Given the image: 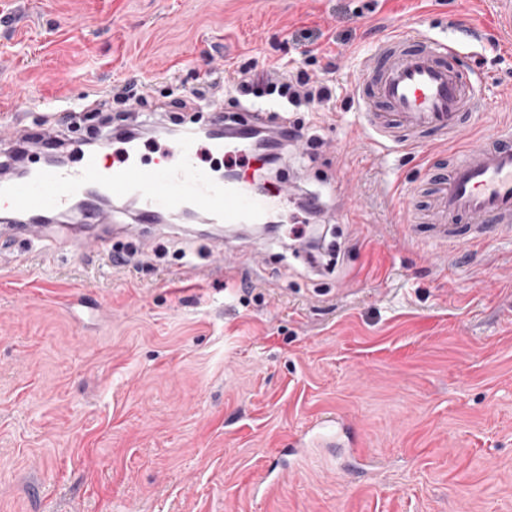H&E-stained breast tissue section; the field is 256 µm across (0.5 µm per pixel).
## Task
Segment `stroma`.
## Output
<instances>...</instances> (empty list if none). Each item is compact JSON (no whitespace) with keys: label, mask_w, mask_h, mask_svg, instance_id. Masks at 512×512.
<instances>
[{"label":"stroma","mask_w":512,"mask_h":512,"mask_svg":"<svg viewBox=\"0 0 512 512\" xmlns=\"http://www.w3.org/2000/svg\"><path fill=\"white\" fill-rule=\"evenodd\" d=\"M512 0H0V99L192 93L245 61L336 58L335 111L301 118L298 199L330 186L312 268L283 240L212 241L144 225L154 268L112 267L109 234L74 250L64 224L27 247L0 235V512H512V239L436 247L401 221L417 159L360 134L354 80L379 36L413 27L482 75L473 143L512 122ZM257 299L243 302L244 289ZM345 419L377 464L339 448L291 471L307 427ZM285 475L269 497L249 489Z\"/></svg>","instance_id":"1"}]
</instances>
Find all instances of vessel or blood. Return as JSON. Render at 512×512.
I'll return each mask as SVG.
<instances>
[{"label": "vessel or blood", "instance_id": "vessel-or-blood-1", "mask_svg": "<svg viewBox=\"0 0 512 512\" xmlns=\"http://www.w3.org/2000/svg\"><path fill=\"white\" fill-rule=\"evenodd\" d=\"M373 65L357 81L362 129L373 143L396 152H419L457 140L466 127L482 118L476 96L478 74L456 63L446 42L407 31H394L375 44ZM71 101L51 106L39 134L40 146L56 137V128ZM267 111L242 114L239 134L225 130L221 116L208 117L212 133L205 146L185 136L151 151L133 139L111 148H86L84 140L69 143L62 164L26 163L25 174L0 180V220L10 223L16 239L32 243L38 225L27 218L62 213L81 204V221L103 224L101 200L115 207L138 206V221L154 223L160 216L198 209L226 226L264 224L287 201L280 192L258 193L238 172H218L215 159H245L251 147L244 129L266 126ZM435 183L430 202V239L464 248L494 239H512V123L449 154L444 169L430 168Z\"/></svg>", "mask_w": 512, "mask_h": 512}]
</instances>
